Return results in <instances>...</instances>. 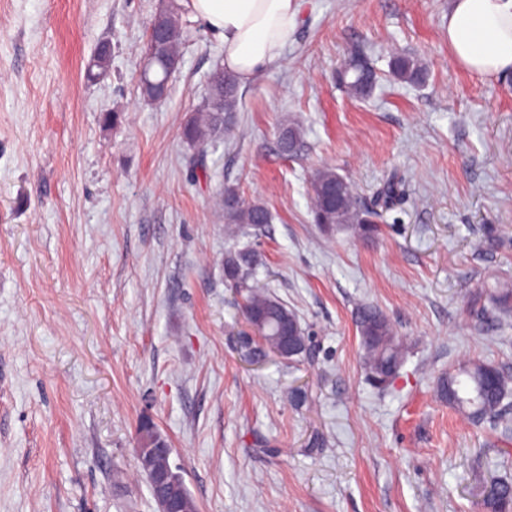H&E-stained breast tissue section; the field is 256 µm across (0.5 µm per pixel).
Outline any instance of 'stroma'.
<instances>
[{
    "label": "stroma",
    "mask_w": 512,
    "mask_h": 512,
    "mask_svg": "<svg viewBox=\"0 0 512 512\" xmlns=\"http://www.w3.org/2000/svg\"><path fill=\"white\" fill-rule=\"evenodd\" d=\"M161 0H0V512H157L135 448L152 422L199 512H490L512 479L506 415L475 423L435 379L468 360L512 375V78H477L448 47L452 0H300L280 64L241 86L237 131L206 155L181 138L224 46L191 12L167 98L143 100ZM112 50L99 78L87 64ZM379 75L356 100L350 55ZM416 56L424 83L396 80ZM112 113L113 123L103 121ZM297 122V157L278 130ZM372 203L375 238L324 233L321 168ZM272 220L234 231L225 185ZM295 310L310 350L250 362L224 252ZM379 308L409 349L369 384L354 323ZM339 84L356 98L369 97L375 90L378 75L362 54L352 56L338 74ZM392 74L400 82L419 83L424 79L425 69L417 59L399 54L391 62ZM487 503L493 512H511L512 482L507 478L496 481L491 487Z\"/></svg>",
    "instance_id": "1"
}]
</instances>
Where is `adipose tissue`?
<instances>
[{"label": "adipose tissue", "mask_w": 512, "mask_h": 512, "mask_svg": "<svg viewBox=\"0 0 512 512\" xmlns=\"http://www.w3.org/2000/svg\"><path fill=\"white\" fill-rule=\"evenodd\" d=\"M224 44V69L240 84L276 66L299 22V0H183ZM448 45L478 77L512 76V0H454Z\"/></svg>", "instance_id": "obj_1"}]
</instances>
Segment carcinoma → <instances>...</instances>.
Segmentation results:
<instances>
[{
	"mask_svg": "<svg viewBox=\"0 0 512 512\" xmlns=\"http://www.w3.org/2000/svg\"><path fill=\"white\" fill-rule=\"evenodd\" d=\"M152 23L162 31V41L155 45L147 40L146 52L153 54L155 62L140 78L143 98L160 102L166 98L169 78L181 62L179 46L184 39L180 6L170 2L153 17ZM110 50L101 47L87 67L91 77L101 76L108 68ZM393 76L405 83H418L424 79L425 69L418 60L403 54L393 57ZM339 84L352 96L366 98L375 90L378 75L369 60L361 55L352 56L338 74ZM242 94L236 78L220 68L212 76L208 96L202 106V115L188 118L182 127L185 142L201 151L224 138V133L238 123ZM302 141V132L296 124H285L279 129V145L286 156L294 155ZM397 185H384L371 207L362 204L351 181L330 167H323L311 181V213L315 223L326 232L351 231L363 239L379 232L381 209L396 196ZM224 210V223L262 227L271 222L267 207L256 201H246L233 185L220 193ZM258 255L251 248L229 250L224 255V277L243 294L245 316L263 317L259 331L266 348L275 347V337L281 323L295 324L296 350L288 356L299 360L307 354V344L300 321L288 305L276 298L262 281L256 278ZM356 329L363 349V364L368 381L376 388L384 387L403 365L408 352L407 342L395 330L388 318L373 306H362L355 316ZM435 391L439 398L454 406L474 421L498 419L506 413L503 401L512 394V377L497 367L478 360H470L450 369L437 378ZM136 454L143 455L139 469L147 474L155 470L175 469L165 440L154 426L144 423L138 431ZM492 512H512V482L506 478L496 481L488 495Z\"/></svg>",
	"mask_w": 512,
	"mask_h": 512,
	"instance_id": "carcinoma-1",
	"label": "carcinoma"
}]
</instances>
